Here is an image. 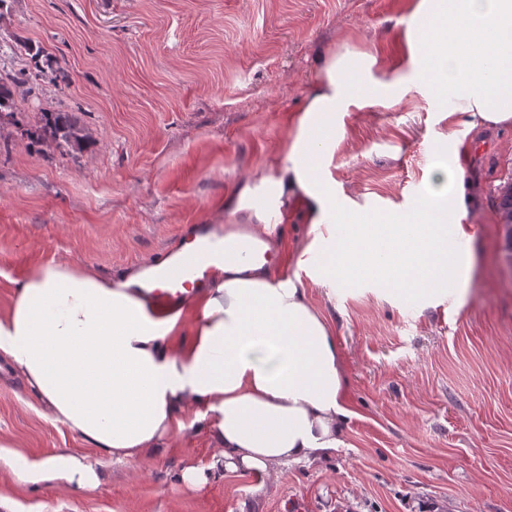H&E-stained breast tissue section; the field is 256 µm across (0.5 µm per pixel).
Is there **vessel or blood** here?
<instances>
[{
  "label": "vessel or blood",
  "mask_w": 512,
  "mask_h": 512,
  "mask_svg": "<svg viewBox=\"0 0 512 512\" xmlns=\"http://www.w3.org/2000/svg\"><path fill=\"white\" fill-rule=\"evenodd\" d=\"M183 240L187 249L179 265L159 264L155 267L161 287L153 291L152 298L165 308L175 306L182 298L184 290L190 289L193 279L198 278L207 263L225 255L223 243L210 236L208 227H191L186 231Z\"/></svg>",
  "instance_id": "1"
}]
</instances>
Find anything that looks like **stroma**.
I'll list each match as a JSON object with an SVG mask.
<instances>
[{
	"mask_svg": "<svg viewBox=\"0 0 512 512\" xmlns=\"http://www.w3.org/2000/svg\"><path fill=\"white\" fill-rule=\"evenodd\" d=\"M411 0H0V73L40 67L0 119V319L19 283L62 260L117 276L174 252L187 226L232 224L227 201L259 182L303 108L323 49L376 52L396 77ZM39 49L38 58L21 52ZM64 68L68 83H54ZM67 112L88 141L59 155L31 133ZM456 151L465 298L441 277L409 298L368 278H330L327 232L302 205L282 226L288 275L326 317L348 381L345 445L268 481L224 473L197 489L204 432L146 461L105 463L96 490L32 484L10 462L91 454L44 416L0 359V512H512V264L495 201L512 178V126L473 128L415 89L339 117L336 196L401 216Z\"/></svg>",
	"mask_w": 512,
	"mask_h": 512,
	"instance_id": "obj_1",
	"label": "stroma"
}]
</instances>
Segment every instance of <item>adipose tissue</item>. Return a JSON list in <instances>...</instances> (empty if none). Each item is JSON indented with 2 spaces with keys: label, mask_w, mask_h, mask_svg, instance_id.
I'll use <instances>...</instances> for the list:
<instances>
[{
  "label": "adipose tissue",
  "mask_w": 512,
  "mask_h": 512,
  "mask_svg": "<svg viewBox=\"0 0 512 512\" xmlns=\"http://www.w3.org/2000/svg\"><path fill=\"white\" fill-rule=\"evenodd\" d=\"M401 36L408 75L382 82L376 54L352 47L318 55L293 132L259 184L244 183L240 221L216 225L231 254L200 289L159 312L146 272L112 278L68 261L34 268L0 320V355L44 413L88 442L94 455L61 453L13 464L27 481L97 489L103 460L138 461L173 435L202 427L210 466L186 468L195 488L221 472L279 480L283 465L314 462L344 445L349 411L339 346L300 280L279 272L277 227L291 202L310 223L338 226L325 253L331 278L370 276L416 294L433 267L465 294L469 266L447 257L440 224H458L462 186H439L410 221L375 224L336 204L330 170L336 120L424 88L466 113L469 126L512 125V0H412ZM263 191L267 204L251 199ZM187 341L174 343L178 334Z\"/></svg>",
  "instance_id": "obj_1"
}]
</instances>
